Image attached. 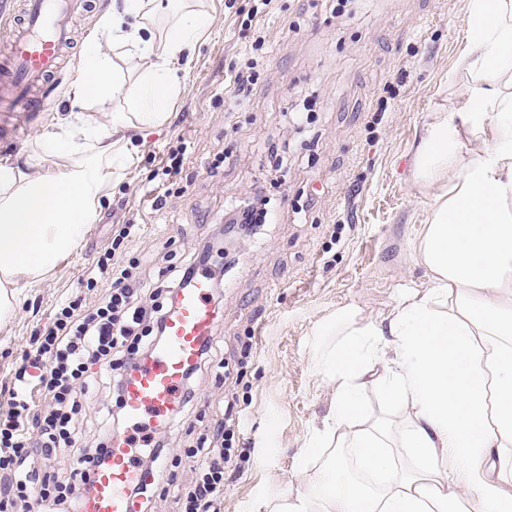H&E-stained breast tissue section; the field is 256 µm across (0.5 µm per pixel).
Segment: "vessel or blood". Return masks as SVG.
<instances>
[{
    "label": "vessel or blood",
    "instance_id": "b4317fda",
    "mask_svg": "<svg viewBox=\"0 0 512 512\" xmlns=\"http://www.w3.org/2000/svg\"><path fill=\"white\" fill-rule=\"evenodd\" d=\"M91 0H25L18 20L9 21L13 33L9 59L0 65V92L24 111H32L31 93L50 95L59 63L72 39L74 14L90 11ZM211 283L196 275L181 289L165 318V340L152 357L128 378L123 391L125 432L113 434L104 463L90 451H80L83 465L94 470V490L82 512H139L129 496L137 478L130 453L132 437L152 433L180 400L188 367L195 365L205 340L214 338L218 321L210 300Z\"/></svg>",
    "mask_w": 512,
    "mask_h": 512
}]
</instances>
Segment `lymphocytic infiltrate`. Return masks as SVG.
I'll list each match as a JSON object with an SVG mask.
<instances>
[{
	"label": "lymphocytic infiltrate",
	"mask_w": 512,
	"mask_h": 512,
	"mask_svg": "<svg viewBox=\"0 0 512 512\" xmlns=\"http://www.w3.org/2000/svg\"><path fill=\"white\" fill-rule=\"evenodd\" d=\"M212 250L203 244L164 287L155 288L161 301L149 310L141 304L143 281L113 253H104L93 272L105 277L109 288L95 308L68 302L58 309L52 327L33 336L8 389L7 409L0 413V512H25L35 500L49 512H80L94 488L93 471L79 465L63 479L53 463L60 452L74 449L84 401L102 389L113 400L98 424L94 446L99 457H106L112 432L124 424L126 375L159 346L169 301L212 260ZM210 431L215 447L186 451L195 463V478L179 496V512H218L234 430L220 419Z\"/></svg>",
	"instance_id": "obj_1"
}]
</instances>
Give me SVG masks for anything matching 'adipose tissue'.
Here are the masks:
<instances>
[{
    "instance_id": "adipose-tissue-1",
    "label": "adipose tissue",
    "mask_w": 512,
    "mask_h": 512,
    "mask_svg": "<svg viewBox=\"0 0 512 512\" xmlns=\"http://www.w3.org/2000/svg\"><path fill=\"white\" fill-rule=\"evenodd\" d=\"M145 0H123L101 28L116 47L145 62L124 86L108 53L88 45L75 102L103 93L128 109L89 128L70 112L63 133L43 137L46 152L74 155L54 176H22L0 166V323L16 291L32 285L80 245L112 172V157L133 159L126 131L164 122L179 87L174 61L193 59L210 27L184 13L152 35ZM459 58L469 87L462 104L435 113L418 145L415 177L432 205L415 244L429 285L411 288L381 320L358 323L337 312L326 328L321 367L336 395L306 448L326 451L302 491L251 512H512V0H469ZM403 410L400 421H373L361 409L368 389ZM349 449L364 483L348 474Z\"/></svg>"
}]
</instances>
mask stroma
Wrapping results in <instances>:
<instances>
[{"mask_svg":"<svg viewBox=\"0 0 512 512\" xmlns=\"http://www.w3.org/2000/svg\"><path fill=\"white\" fill-rule=\"evenodd\" d=\"M164 3L213 23L179 72L168 120L130 130L139 152L113 167L79 248L20 289L13 320L0 325V389L62 304L96 303L100 291L85 279L106 250L156 284L159 269L183 264L201 238L218 236L229 209L265 190L269 223L223 243L236 263L224 270L217 364L197 374L195 401L166 431L173 480L152 498L155 512H177L193 477L186 448L229 412L240 419L239 467L225 474L224 512H249L258 497L300 490L299 470L317 465L301 448L335 393L319 374L320 327L347 308L362 321L384 318L405 288L428 283L413 258L431 204L414 180L415 152L434 113L466 93L457 59L468 0H356L340 15L329 0H272L248 27L255 0ZM261 32L259 81L233 98L230 68ZM77 77L65 69L47 111L0 112V162L25 175L74 163L46 155L42 135L69 114ZM180 148V174L160 180ZM153 188L166 196L163 210ZM128 222L138 235L119 241Z\"/></svg>","mask_w":512,"mask_h":512,"instance_id":"obj_1","label":"stroma"}]
</instances>
